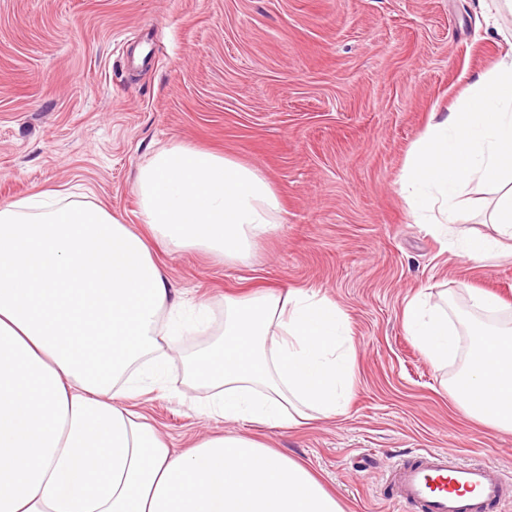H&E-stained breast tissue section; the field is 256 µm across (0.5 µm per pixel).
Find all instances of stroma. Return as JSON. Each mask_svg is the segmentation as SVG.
<instances>
[{
  "instance_id": "35a3bbf8",
  "label": "stroma",
  "mask_w": 512,
  "mask_h": 512,
  "mask_svg": "<svg viewBox=\"0 0 512 512\" xmlns=\"http://www.w3.org/2000/svg\"><path fill=\"white\" fill-rule=\"evenodd\" d=\"M473 0H0V202L78 193L139 226L138 166L186 143L259 169L283 206L246 262L159 254L169 286L224 323V297L309 288L347 314L356 346L350 410L288 430L236 425L311 469L344 512H398L389 466L422 448L512 473V431L467 417L403 327L407 300L448 295L451 320L512 321V259L453 255L399 191L432 112L507 49ZM507 308L474 312L468 289ZM210 335L177 337L163 390L134 404L184 450L222 430L182 360Z\"/></svg>"
}]
</instances>
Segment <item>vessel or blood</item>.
Masks as SVG:
<instances>
[{"label": "vessel or blood", "mask_w": 512, "mask_h": 512, "mask_svg": "<svg viewBox=\"0 0 512 512\" xmlns=\"http://www.w3.org/2000/svg\"><path fill=\"white\" fill-rule=\"evenodd\" d=\"M388 482L402 512H512V481L445 449L423 450L393 467Z\"/></svg>", "instance_id": "b4317fda"}]
</instances>
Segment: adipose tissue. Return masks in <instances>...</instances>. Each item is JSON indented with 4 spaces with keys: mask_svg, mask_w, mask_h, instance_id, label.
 I'll list each match as a JSON object with an SVG mask.
<instances>
[{
    "mask_svg": "<svg viewBox=\"0 0 512 512\" xmlns=\"http://www.w3.org/2000/svg\"><path fill=\"white\" fill-rule=\"evenodd\" d=\"M497 192L493 235L459 226L472 184ZM416 223L457 256L512 257V50L433 113L399 179ZM141 229L45 189L0 203V512H343L305 466L236 433L175 452L132 401L157 390L184 303L156 252L245 260L281 222L269 180L175 143L135 177ZM403 325L435 368L461 332L445 305L409 300ZM355 346L346 313L303 288L224 299L219 338L188 361L218 422L296 429L346 414ZM459 408L512 431V323L484 327L449 382Z\"/></svg>",
    "mask_w": 512,
    "mask_h": 512,
    "instance_id": "1",
    "label": "adipose tissue"
}]
</instances>
